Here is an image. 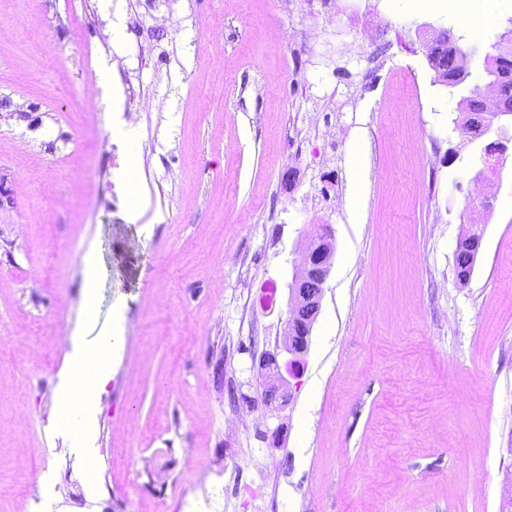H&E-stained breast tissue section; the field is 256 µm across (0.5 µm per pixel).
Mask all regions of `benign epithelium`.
I'll return each instance as SVG.
<instances>
[{
  "label": "benign epithelium",
  "instance_id": "1",
  "mask_svg": "<svg viewBox=\"0 0 512 512\" xmlns=\"http://www.w3.org/2000/svg\"><path fill=\"white\" fill-rule=\"evenodd\" d=\"M333 239V230L321 225L313 230L303 251L304 262L296 268L289 284V317L281 345L276 352L266 354L260 360L261 376L267 389L280 393L282 402L290 401L288 380L284 374L295 376L303 367L304 356L308 349V340L298 339V330L304 329L310 334L323 295V288L330 272L329 242ZM283 361H278V356Z\"/></svg>",
  "mask_w": 512,
  "mask_h": 512
}]
</instances>
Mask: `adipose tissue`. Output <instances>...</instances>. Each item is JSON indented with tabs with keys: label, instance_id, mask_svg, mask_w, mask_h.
<instances>
[{
	"label": "adipose tissue",
	"instance_id": "1",
	"mask_svg": "<svg viewBox=\"0 0 512 512\" xmlns=\"http://www.w3.org/2000/svg\"><path fill=\"white\" fill-rule=\"evenodd\" d=\"M122 342L119 325L88 339L85 327H78L65 354V369L58 383V429L71 438L75 456L94 446L92 419L99 393L111 375L112 357Z\"/></svg>",
	"mask_w": 512,
	"mask_h": 512
}]
</instances>
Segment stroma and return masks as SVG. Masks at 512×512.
Segmentation results:
<instances>
[{
    "label": "stroma",
    "mask_w": 512,
    "mask_h": 512,
    "mask_svg": "<svg viewBox=\"0 0 512 512\" xmlns=\"http://www.w3.org/2000/svg\"><path fill=\"white\" fill-rule=\"evenodd\" d=\"M471 2L0 0V512H501L512 148L490 158L491 207L470 185L512 124L462 134L427 60L437 30L488 50L512 26V0L474 28ZM321 224L333 259L293 397L226 438L263 400L258 359ZM93 240L91 331L122 308L125 343L79 461L53 414Z\"/></svg>",
    "instance_id": "35a3bbf8"
}]
</instances>
